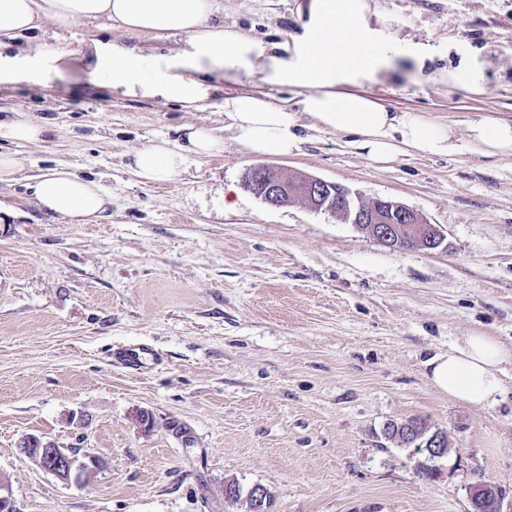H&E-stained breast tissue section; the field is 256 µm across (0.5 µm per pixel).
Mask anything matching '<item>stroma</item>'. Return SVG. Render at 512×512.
Masks as SVG:
<instances>
[{
  "mask_svg": "<svg viewBox=\"0 0 512 512\" xmlns=\"http://www.w3.org/2000/svg\"><path fill=\"white\" fill-rule=\"evenodd\" d=\"M300 2L218 0L212 20L284 43L302 32ZM375 3L405 54L356 91L462 140L473 122H512V0ZM38 36L55 61L0 73V119L48 129L37 144L0 137L21 160L0 183V479L20 512H243L224 501L229 479L266 488L270 512H470L482 478L512 494V361L490 407L439 391L424 367L475 330L512 345V155L465 148L378 169L343 134L308 132L291 157L251 156L228 136L222 154L148 183L132 154L179 143L186 124L223 131L225 97L262 93L293 112L298 94L260 72L214 76L206 110L187 111L112 91L94 50L106 37L174 55L185 34L48 19ZM258 166L401 202L445 241L392 249L303 200L269 206L243 189ZM57 167L111 192L100 223L36 207L29 179ZM137 346L154 358L114 362ZM413 417L448 438L430 477L382 435ZM29 434L106 466L63 483L21 453Z\"/></svg>",
  "mask_w": 512,
  "mask_h": 512,
  "instance_id": "stroma-1",
  "label": "stroma"
}]
</instances>
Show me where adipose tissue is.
Wrapping results in <instances>:
<instances>
[{
    "mask_svg": "<svg viewBox=\"0 0 512 512\" xmlns=\"http://www.w3.org/2000/svg\"><path fill=\"white\" fill-rule=\"evenodd\" d=\"M215 0H0V37L15 38L39 28L43 19L66 28L103 19L125 31L162 40L171 32L188 35L178 58L146 56L134 46L96 43V67L113 89L158 93L185 109L199 110L204 97L199 75L235 80L264 69L267 81L302 89L300 113L273 105L262 94L225 98L224 113L235 141L249 154L292 156L303 137L298 116L311 130L350 135V147L384 165L403 155L457 152L451 128L413 112H394L350 84L390 67L400 49L372 20L371 0H308L301 6L302 34L283 52L274 45L212 22ZM470 143L484 157L512 154V123L482 120L469 127ZM224 141L214 129L190 126L183 145L156 142L138 150L131 167L142 180L165 183L185 169L189 156L221 154ZM29 189L36 205L69 224H95L112 197L98 183L61 167L39 176ZM512 349L498 337L475 331L452 349L425 362L433 386L466 404L485 407L504 391L502 363Z\"/></svg>",
    "mask_w": 512,
    "mask_h": 512,
    "instance_id": "ef3b65f1",
    "label": "adipose tissue"
}]
</instances>
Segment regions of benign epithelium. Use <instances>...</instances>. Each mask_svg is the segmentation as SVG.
<instances>
[{
  "label": "benign epithelium",
  "instance_id": "obj_1",
  "mask_svg": "<svg viewBox=\"0 0 512 512\" xmlns=\"http://www.w3.org/2000/svg\"><path fill=\"white\" fill-rule=\"evenodd\" d=\"M244 189L272 207H282L297 199L309 206L344 216L353 223L368 225L369 232L382 244L393 238L423 241H444L435 225L406 205L390 199H377L365 205L350 192L340 193L336 184L304 175L289 180L271 167L254 172L244 183ZM21 453L40 468L65 484L86 481L102 469L103 461L95 455L80 457L76 452L58 448L54 442L37 435H27L19 444ZM244 512H268L270 495L264 488L254 487L246 495ZM470 505L475 512H512V498L500 492L498 486L485 480L477 481L470 491Z\"/></svg>",
  "mask_w": 512,
  "mask_h": 512
}]
</instances>
